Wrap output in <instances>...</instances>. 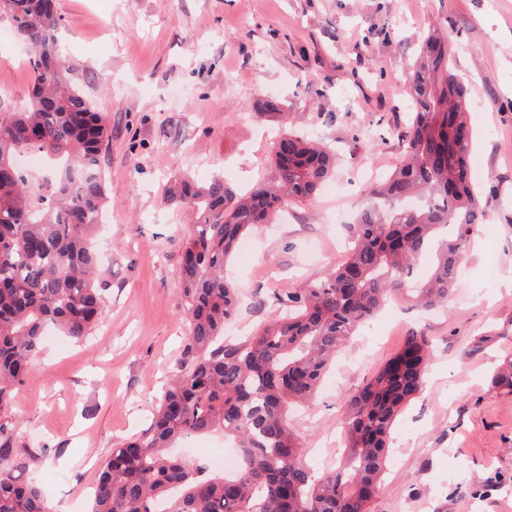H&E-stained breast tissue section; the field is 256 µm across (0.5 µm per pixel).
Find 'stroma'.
I'll return each instance as SVG.
<instances>
[{
    "instance_id": "stroma-1",
    "label": "stroma",
    "mask_w": 512,
    "mask_h": 512,
    "mask_svg": "<svg viewBox=\"0 0 512 512\" xmlns=\"http://www.w3.org/2000/svg\"><path fill=\"white\" fill-rule=\"evenodd\" d=\"M54 9L72 82L112 127L101 154L108 221L98 230L107 291L93 333L44 339L13 393L19 478L37 483L54 512H88L113 448L148 427L186 336L175 250L195 214L165 203L176 179L273 180L281 130L342 160L314 196L288 201L236 253V340L344 257L363 185L403 157L401 85L420 34L434 29L469 81L472 178L496 189L487 218L448 309L389 302L291 426L306 465L322 471L343 442L344 398L420 334L433 348L426 387L396 421L370 512H512V393L491 382L512 353V0H54ZM26 50L0 19V112L28 102ZM269 97L287 102L283 124L260 115ZM492 332L499 340L477 347Z\"/></svg>"
}]
</instances>
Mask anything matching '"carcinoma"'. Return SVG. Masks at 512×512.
<instances>
[{
  "label": "carcinoma",
  "instance_id": "cac0c4a2",
  "mask_svg": "<svg viewBox=\"0 0 512 512\" xmlns=\"http://www.w3.org/2000/svg\"><path fill=\"white\" fill-rule=\"evenodd\" d=\"M0 17L28 45L34 72L29 109L0 113V512H50L42 490L14 476L16 424L7 412L46 328L80 340L102 316L106 281L90 237L106 199L100 162L111 129L70 80L53 0H0ZM404 99L411 118L403 160L372 190L387 208H363L346 257L306 291L278 299L274 318L244 342L224 341L238 307L224 268L241 238L271 223L286 199L314 195L336 158L290 133L272 144L275 179L247 193L221 175L203 185L179 181L171 201L197 214L176 251L186 359L149 427L112 449L90 512H368L394 425L423 390L428 341L407 337L345 398V457L336 469L310 471L288 415L316 396L330 360L392 296L405 293L423 309L448 306L486 216L469 172V87L434 33L409 65ZM25 153L44 157L42 175L19 166ZM427 254L424 279L412 280ZM492 384L512 392L511 356ZM217 430L242 452L234 475L174 451L178 441Z\"/></svg>",
  "mask_w": 512,
  "mask_h": 512
}]
</instances>
